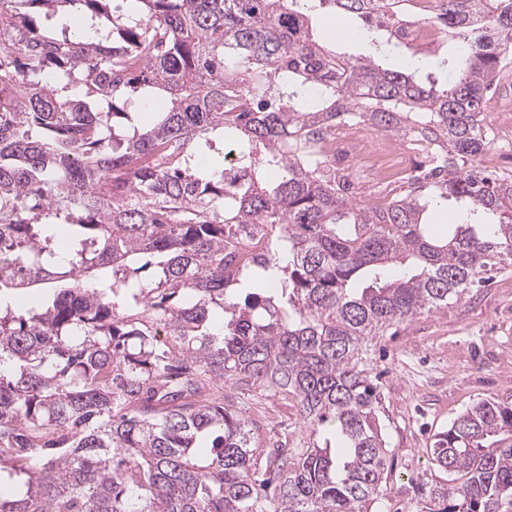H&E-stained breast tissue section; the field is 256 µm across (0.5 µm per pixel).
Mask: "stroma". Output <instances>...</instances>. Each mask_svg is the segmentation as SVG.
<instances>
[{"label":"stroma","mask_w":512,"mask_h":512,"mask_svg":"<svg viewBox=\"0 0 512 512\" xmlns=\"http://www.w3.org/2000/svg\"><path fill=\"white\" fill-rule=\"evenodd\" d=\"M389 442L387 489L375 512H421V487L445 481L431 462L437 433L473 402L512 404V270L447 311L421 314L368 338ZM248 420L263 448L300 447L309 432L291 401L254 388Z\"/></svg>","instance_id":"stroma-1"}]
</instances>
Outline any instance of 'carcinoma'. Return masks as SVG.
<instances>
[{"instance_id": "carcinoma-1", "label": "carcinoma", "mask_w": 512, "mask_h": 512, "mask_svg": "<svg viewBox=\"0 0 512 512\" xmlns=\"http://www.w3.org/2000/svg\"><path fill=\"white\" fill-rule=\"evenodd\" d=\"M407 45L408 0H0V512H372L387 483L368 337L512 268V177L477 164L512 0H442L444 84L333 49L309 11ZM66 14L60 34L46 26ZM422 141L390 199L319 146ZM460 207L429 228V200ZM156 273L138 275L149 265ZM172 345H161L160 332ZM313 435L258 449L232 392ZM425 512L512 509V405L436 435Z\"/></svg>"}]
</instances>
